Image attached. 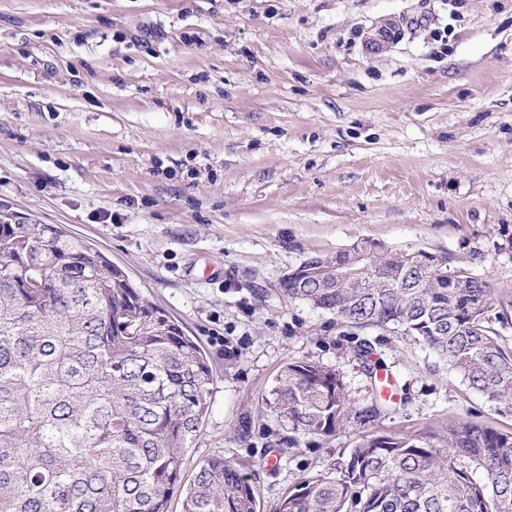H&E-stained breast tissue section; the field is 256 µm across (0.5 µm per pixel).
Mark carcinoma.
Instances as JSON below:
<instances>
[{
    "instance_id": "carcinoma-1",
    "label": "carcinoma",
    "mask_w": 512,
    "mask_h": 512,
    "mask_svg": "<svg viewBox=\"0 0 512 512\" xmlns=\"http://www.w3.org/2000/svg\"><path fill=\"white\" fill-rule=\"evenodd\" d=\"M376 264L417 281L403 253ZM281 293L358 327L400 329L512 417V349L495 327L512 300L471 268L442 263L419 288H380L336 274L333 256ZM212 384L197 337L102 252L57 224H0V512H170ZM271 396L283 452L335 435L352 413L339 375L314 360L288 364ZM182 512L260 505L215 455L182 490ZM278 512H512V428L372 434Z\"/></svg>"
}]
</instances>
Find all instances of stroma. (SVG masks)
<instances>
[{"instance_id":"1","label":"stroma","mask_w":512,"mask_h":512,"mask_svg":"<svg viewBox=\"0 0 512 512\" xmlns=\"http://www.w3.org/2000/svg\"><path fill=\"white\" fill-rule=\"evenodd\" d=\"M5 217L85 238L199 338L214 381L184 481L221 454L277 512L366 436L512 428L423 343L278 293L365 239L512 294V0H0ZM363 341L397 401L277 455L282 368L335 369L359 413ZM397 32L393 20L386 19L380 23L367 42L368 49L373 53H379L393 42Z\"/></svg>"}]
</instances>
